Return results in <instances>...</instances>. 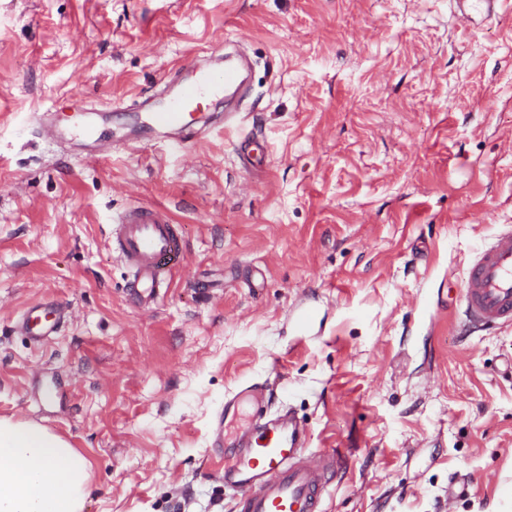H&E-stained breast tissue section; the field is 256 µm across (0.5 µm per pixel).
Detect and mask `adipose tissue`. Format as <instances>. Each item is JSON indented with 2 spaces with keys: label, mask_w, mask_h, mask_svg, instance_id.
Wrapping results in <instances>:
<instances>
[{
  "label": "adipose tissue",
  "mask_w": 512,
  "mask_h": 512,
  "mask_svg": "<svg viewBox=\"0 0 512 512\" xmlns=\"http://www.w3.org/2000/svg\"><path fill=\"white\" fill-rule=\"evenodd\" d=\"M90 469L46 427L0 418V512H83Z\"/></svg>",
  "instance_id": "adipose-tissue-1"
}]
</instances>
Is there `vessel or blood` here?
I'll use <instances>...</instances> for the list:
<instances>
[{
    "label": "vessel or blood",
    "mask_w": 512,
    "mask_h": 512,
    "mask_svg": "<svg viewBox=\"0 0 512 512\" xmlns=\"http://www.w3.org/2000/svg\"><path fill=\"white\" fill-rule=\"evenodd\" d=\"M239 73L226 68L223 75L197 71L165 106L145 113V131L184 129L198 119L200 94L237 83ZM61 134L91 143L86 157L101 159L94 123L75 124L53 115ZM112 250L128 273L126 297L135 308L149 310L170 287L176 272L188 265L185 245L164 209L134 206L120 214L111 226ZM465 319L472 325L492 329L512 324V229L506 228L482 248L469 265L463 289ZM67 316L59 302L30 307L17 321L21 333L39 343L56 333ZM249 405L248 428L232 446L235 453L224 461V485L240 495V512H324L323 505L335 472L339 452L303 457L308 443L305 428L285 412L268 413L264 386L250 384L224 404L225 416H237Z\"/></svg>",
    "instance_id": "b4317fda"
}]
</instances>
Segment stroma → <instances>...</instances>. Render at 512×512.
I'll list each match as a JSON object with an SVG mask.
<instances>
[{
	"label": "stroma",
	"mask_w": 512,
	"mask_h": 512,
	"mask_svg": "<svg viewBox=\"0 0 512 512\" xmlns=\"http://www.w3.org/2000/svg\"><path fill=\"white\" fill-rule=\"evenodd\" d=\"M232 51L238 124L130 139L181 62ZM78 98L103 161L28 123ZM144 203L188 255L146 312L109 239ZM508 226L512 0H0V417L91 461L85 512H233L209 440L248 382L344 449L325 512H500L512 325L462 331L461 289ZM51 300L57 336L15 331Z\"/></svg>",
	"instance_id": "1"
}]
</instances>
